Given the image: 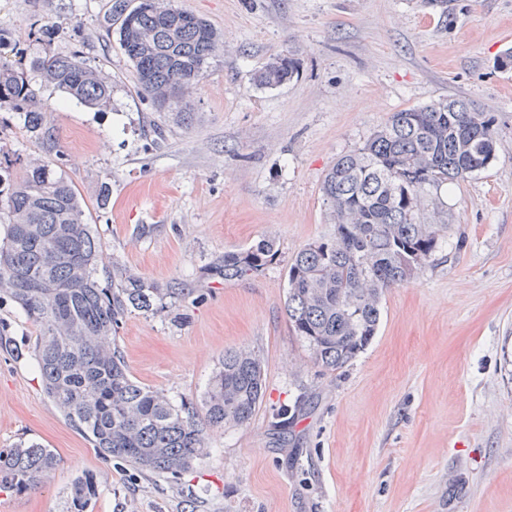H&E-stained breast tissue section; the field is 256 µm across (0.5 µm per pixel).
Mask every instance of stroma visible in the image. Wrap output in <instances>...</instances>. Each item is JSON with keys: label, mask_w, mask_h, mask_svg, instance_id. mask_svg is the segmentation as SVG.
Here are the masks:
<instances>
[{"label": "stroma", "mask_w": 512, "mask_h": 512, "mask_svg": "<svg viewBox=\"0 0 512 512\" xmlns=\"http://www.w3.org/2000/svg\"><path fill=\"white\" fill-rule=\"evenodd\" d=\"M112 0H0V33L28 56L83 51L112 77L90 109L51 88L54 145L0 113L10 159L57 161L91 209L105 263L193 293L134 312L117 343L131 376L197 418L226 351L251 349L264 397L251 420L205 426L208 456L176 484L104 459L46 397L26 352L36 326L0 299V448L42 443L58 465L38 488L0 493V512H66L93 476L87 512H512V0H173L224 38L193 94L191 125L142 96ZM292 54L288 83L255 72ZM460 99L495 118L496 159L430 189L423 217L448 231L433 260L382 298L376 336L341 369L319 366L284 303L288 262L332 234L321 183L393 112ZM106 208L96 206L101 183ZM279 257L226 281L204 269L264 237ZM69 498L77 512H84L95 496V486L91 478H76L69 487Z\"/></svg>", "instance_id": "obj_1"}]
</instances>
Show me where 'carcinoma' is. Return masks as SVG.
Segmentation results:
<instances>
[{
    "label": "carcinoma",
    "mask_w": 512,
    "mask_h": 512,
    "mask_svg": "<svg viewBox=\"0 0 512 512\" xmlns=\"http://www.w3.org/2000/svg\"><path fill=\"white\" fill-rule=\"evenodd\" d=\"M140 11L117 0L119 43L133 64L139 92L159 112L187 124L193 89L224 48L221 34L202 18L176 23L183 10L152 0ZM32 72L90 108L109 105L112 79L81 51L46 52ZM296 73L283 54L254 74L273 88ZM23 116L32 136L53 142L51 116L26 72L0 62V108ZM494 119L464 100H443L392 113L366 143L336 159L324 176L322 196L334 231L299 250L288 263L285 311L294 335L327 370L344 367L376 335L384 293L411 282L439 249L446 224H424V193L487 169L496 157ZM0 294L21 307L39 329L29 350L47 398L105 458L140 473L178 482L209 454L195 413L165 393L134 381L116 343L132 311L161 314L192 288L161 285L112 268V286L99 281L103 250L88 222L83 196L54 163L28 161L21 175L0 161ZM279 255L276 239L262 237L224 251L207 269L226 281L259 274ZM263 367L251 351L224 353L203 398L212 426L242 425L262 402ZM57 465L37 443L0 449V492L41 484ZM95 496L92 479H75L69 498L85 512Z\"/></svg>",
    "instance_id": "carcinoma-1"
}]
</instances>
